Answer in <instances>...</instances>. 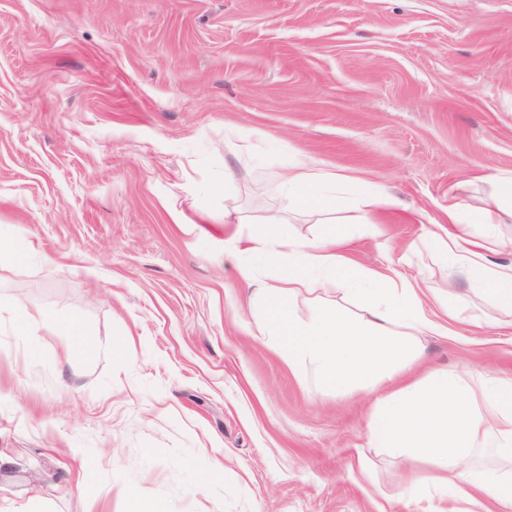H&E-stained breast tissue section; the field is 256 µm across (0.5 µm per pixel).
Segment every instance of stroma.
Returning a JSON list of instances; mask_svg holds the SVG:
<instances>
[{"mask_svg":"<svg viewBox=\"0 0 512 512\" xmlns=\"http://www.w3.org/2000/svg\"><path fill=\"white\" fill-rule=\"evenodd\" d=\"M298 159L351 175L356 267L446 291L428 232L512 176V0H0V232L35 245L0 265V512H419L398 483L429 464L368 438L394 383L289 367L239 272L266 269L226 246L232 204L322 234L272 190ZM455 292L487 320L411 332L414 380L512 375V313ZM23 306L78 314L91 351L31 345Z\"/></svg>","mask_w":512,"mask_h":512,"instance_id":"obj_1","label":"stroma"}]
</instances>
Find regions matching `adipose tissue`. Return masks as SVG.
Listing matches in <instances>:
<instances>
[{"label":"adipose tissue","instance_id":"adipose-tissue-1","mask_svg":"<svg viewBox=\"0 0 512 512\" xmlns=\"http://www.w3.org/2000/svg\"><path fill=\"white\" fill-rule=\"evenodd\" d=\"M345 181V175L300 161L273 189L288 197L293 211L335 212L340 208L335 187ZM507 218L512 219V177L498 179L486 205L469 215L449 204L452 231L430 232L427 244L436 258L453 260L449 280L467 277L512 306V264L490 262L483 239L473 231ZM245 240L246 252L262 254L276 270L272 279L261 280L250 267H241L242 279L253 288L251 307L267 318L268 335L281 337L289 366L313 365L322 384L361 388L419 364L421 353H402L396 324L442 331L406 284L357 270L342 254L343 239L336 234L292 237L282 217L269 214L251 222ZM318 292L355 295L359 314L344 316L319 302L309 317H299L295 299ZM369 438L382 448L413 449L432 462L433 475L409 474L400 484L402 494L420 502V512H442L444 501L458 505V512H484L487 500L495 503V512H512V473L472 460L478 448L512 455V378L486 375L471 384L444 373L394 390L382 399Z\"/></svg>","mask_w":512,"mask_h":512}]
</instances>
